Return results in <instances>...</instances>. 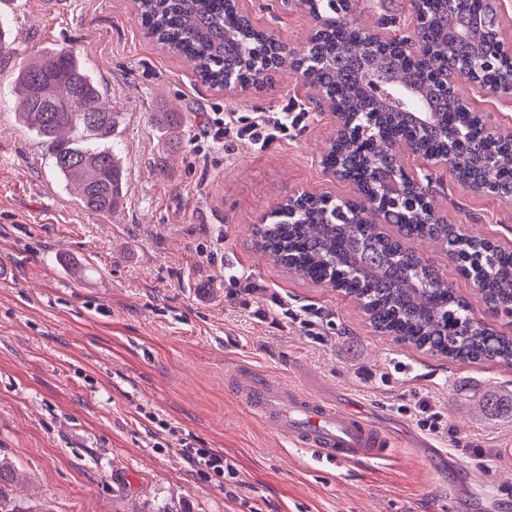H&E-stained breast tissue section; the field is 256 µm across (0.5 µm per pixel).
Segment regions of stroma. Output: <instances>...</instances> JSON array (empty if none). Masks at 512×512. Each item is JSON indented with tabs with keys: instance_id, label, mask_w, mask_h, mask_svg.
<instances>
[{
	"instance_id": "obj_1",
	"label": "stroma",
	"mask_w": 512,
	"mask_h": 512,
	"mask_svg": "<svg viewBox=\"0 0 512 512\" xmlns=\"http://www.w3.org/2000/svg\"><path fill=\"white\" fill-rule=\"evenodd\" d=\"M299 51L316 25L280 0H241ZM16 52L0 58V459L12 497L53 512H512V367L451 361L395 340L360 302L301 279L253 230L296 193L353 195L320 160L336 120L292 72L260 92L201 84L141 29L132 0H18L0 8ZM351 24L412 35V0H359ZM74 48L122 120L127 194L82 208L40 141L14 117L16 70ZM299 116L268 149L215 113ZM183 124L163 127L164 113ZM439 211L463 232L512 245V198L483 197L410 151ZM500 331L439 242L404 240ZM246 364L367 415L388 436L377 465L336 467L240 404L225 377ZM494 400L486 408V400ZM233 461L218 482L180 440Z\"/></svg>"
}]
</instances>
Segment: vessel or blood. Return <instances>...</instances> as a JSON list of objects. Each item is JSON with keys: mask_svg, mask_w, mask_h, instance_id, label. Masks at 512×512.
Wrapping results in <instances>:
<instances>
[{"mask_svg": "<svg viewBox=\"0 0 512 512\" xmlns=\"http://www.w3.org/2000/svg\"><path fill=\"white\" fill-rule=\"evenodd\" d=\"M228 384L253 415L313 448L321 459L343 465L384 457L386 437L363 415L248 366L236 367Z\"/></svg>", "mask_w": 512, "mask_h": 512, "instance_id": "obj_1", "label": "vessel or blood"}]
</instances>
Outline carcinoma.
<instances>
[{"label":"carcinoma","instance_id":"carcinoma-1","mask_svg":"<svg viewBox=\"0 0 512 512\" xmlns=\"http://www.w3.org/2000/svg\"><path fill=\"white\" fill-rule=\"evenodd\" d=\"M332 19L323 48L329 62L316 63L308 77L329 89L351 110L378 106L362 85L364 73L352 52L360 32L348 23H333L330 0H321ZM433 25L427 43L429 59L454 49L468 52L481 37L456 41L463 15L492 8L491 0H434ZM140 26L163 48L189 60L201 81L211 87L224 86L228 76L247 86L260 87L294 68L291 54L265 38L250 16L231 0H134ZM370 65L384 69L392 79L403 78L416 65L398 55H379ZM17 81L20 96L16 114L31 128L45 147L57 176L78 189L85 209L110 213L125 198L124 167L112 142L121 113L102 101L97 82L79 56L64 46L49 47L22 68ZM429 111L435 126L417 141L408 129L407 112L413 104L403 102V111L388 112L380 127L404 131L405 144L427 153L448 147L443 131L461 139L463 171L478 177L489 158L504 191H512V145H489L481 127L458 112L451 99L431 97ZM345 169L357 177L376 164L389 174L394 157L375 152L368 141L348 142L340 150ZM388 223L406 236H428L448 246L462 273L478 282L488 310L512 307V250L475 243L453 236L446 224H414L400 209L390 211ZM260 248L289 272L313 282L336 285L358 299L376 328L396 339L459 361H490L512 366V337L502 336L476 322L472 307L456 295L452 285H430L431 269L400 241L381 231L378 224H340L336 205L326 206L317 197L295 210L283 202L267 224L255 227ZM17 474L0 462V512H45L34 505L18 507L6 495L7 485Z\"/></svg>","mask_w":512,"mask_h":512}]
</instances>
